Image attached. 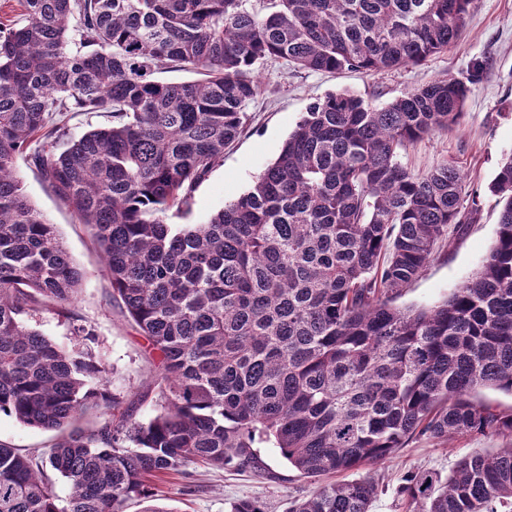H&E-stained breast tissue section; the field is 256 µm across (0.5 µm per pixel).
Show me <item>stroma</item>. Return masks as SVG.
<instances>
[{
    "label": "stroma",
    "instance_id": "stroma-1",
    "mask_svg": "<svg viewBox=\"0 0 512 512\" xmlns=\"http://www.w3.org/2000/svg\"><path fill=\"white\" fill-rule=\"evenodd\" d=\"M477 61L483 71L466 98L459 126L432 132L400 156L403 165L419 174L446 161L454 163L478 206L476 222L437 248L430 265L395 299L401 308L434 305L480 267L495 239L499 209L489 185L503 154L512 151V0H476L461 39L447 51L379 75L347 69L294 71L276 60L265 62L259 71L260 92L246 109L243 131L225 148L222 165L196 188L187 218L170 213L166 223L206 222L247 192L276 159L307 106L327 93L348 91L382 105L435 79L466 77ZM16 169L31 202L55 224L70 256L85 272L75 309L96 329L112 394L126 403L138 401L137 418L148 421L156 409L139 397L151 383L152 356L145 338L112 300V284L91 228L80 223L25 158H17ZM55 438V432L0 416L1 443L37 454L47 451ZM502 444L492 436L453 438L438 445L414 442L379 465L339 473L335 479H374L381 492L371 512H402L396 490L409 472L432 470L445 477L460 458L492 453ZM258 454L264 466L260 472L200 465L171 472L158 486L163 504L174 512H227L231 502L255 499L264 501L268 512H286L290 502L316 489V481L300 475L277 449L262 448Z\"/></svg>",
    "mask_w": 512,
    "mask_h": 512
}]
</instances>
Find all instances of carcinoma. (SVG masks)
<instances>
[{
	"instance_id": "1",
	"label": "carcinoma",
	"mask_w": 512,
	"mask_h": 512,
	"mask_svg": "<svg viewBox=\"0 0 512 512\" xmlns=\"http://www.w3.org/2000/svg\"><path fill=\"white\" fill-rule=\"evenodd\" d=\"M0 16V415L57 433L40 457L0 443V512H124L192 464L257 468L278 449L309 477L379 464L410 443L494 436L452 476L408 474L404 512H512V154L489 190L496 240L447 298L393 305L438 243L475 220L465 179L425 175L406 144L458 125L469 77L375 105L311 102L254 185L204 224H168L224 160L269 58L369 75L453 45L476 0H18ZM160 69L200 79L162 82ZM102 112L57 152L65 112ZM30 159L93 231L122 304L157 359L147 422L110 392L96 333L71 306L84 272L17 175ZM54 303L62 347L28 317ZM102 415L87 430L77 416ZM69 494L61 499L55 478ZM378 483H325L288 512H370Z\"/></svg>"
}]
</instances>
